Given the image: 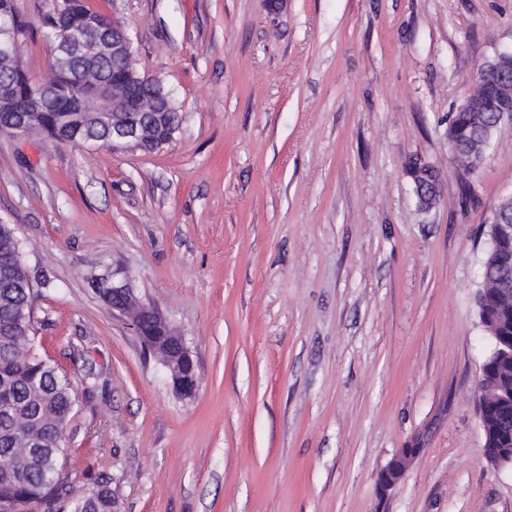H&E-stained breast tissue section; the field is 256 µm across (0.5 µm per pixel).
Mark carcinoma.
<instances>
[{"label":"carcinoma","mask_w":512,"mask_h":512,"mask_svg":"<svg viewBox=\"0 0 512 512\" xmlns=\"http://www.w3.org/2000/svg\"><path fill=\"white\" fill-rule=\"evenodd\" d=\"M74 15H88L97 23L114 25L109 17L102 18L85 0H69ZM11 25L25 34V24L15 11L13 0H0V26ZM46 38L52 47L50 67L53 72L55 95L29 127V133L60 142L76 139L79 143H94L112 149V128L97 120V113H83L80 131L61 134L56 124V108L65 103V91L79 78L95 87L112 77V69L120 66L130 81L143 75L133 61L118 60L112 55L88 58L76 48L61 51L58 47L56 17L46 22ZM12 83L17 99L0 104V134H12L11 121L17 117L15 106L23 100L29 76L14 65L0 81ZM151 83L156 92L166 96V111L151 116L148 123L156 124V135L144 141L140 150L154 152L165 146V140L179 124L175 102L161 82ZM496 123L495 114L488 110L455 112L448 120V149L453 161L466 171L474 168L473 160L484 150L482 141L486 129ZM501 259L512 269V234L489 235V248L484 262L482 288L477 295L479 316L492 348L486 357L487 376L479 389V418L484 435L483 454L488 463L496 464L493 449L500 447V432L512 427L511 407H503L486 388L495 385L498 393L512 394V362L500 364L494 359L500 346L499 338L512 336V296L502 292L505 287L500 268L491 265ZM37 295L29 271L22 259L20 242L13 225L0 222V457L13 459L18 449L34 442L32 453L17 468L0 469V512H52L53 504L68 501L71 512H114L115 501L107 485L95 481L79 497L71 496L68 475L62 465L65 444L61 433L67 430L71 414L78 403L75 384L36 350L33 302Z\"/></svg>","instance_id":"cac0c4a2"}]
</instances>
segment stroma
<instances>
[{"label":"stroma","instance_id":"35a3bbf8","mask_svg":"<svg viewBox=\"0 0 512 512\" xmlns=\"http://www.w3.org/2000/svg\"><path fill=\"white\" fill-rule=\"evenodd\" d=\"M86 2L181 123L154 153L0 136L38 350L96 376L68 426L73 496L102 478L116 512H512V469L482 452L477 306L512 123L472 173L448 151L449 113L512 47V0ZM16 6V62L44 78L55 0ZM416 158L443 182L428 211ZM114 284L183 338L195 394ZM180 351L169 356L166 365L173 384L185 396H192L197 389V376L195 365L188 348L185 346L182 337H179ZM188 366V371L185 368ZM413 448H404L390 461L379 474L380 496L387 495L388 491L403 477L407 465L416 455Z\"/></svg>","mask_w":512,"mask_h":512}]
</instances>
